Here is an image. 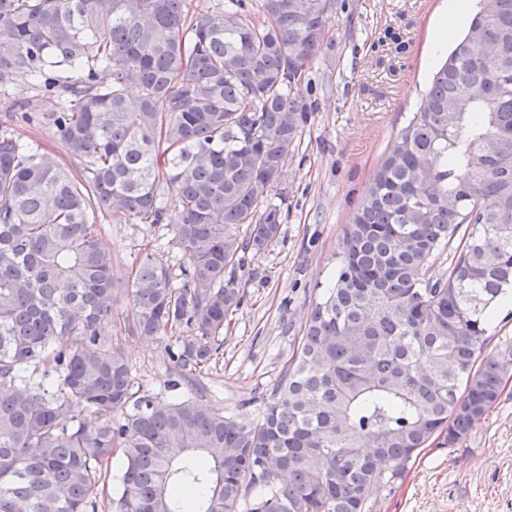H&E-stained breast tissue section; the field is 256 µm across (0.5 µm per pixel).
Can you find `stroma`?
<instances>
[{
  "label": "stroma",
  "instance_id": "1",
  "mask_svg": "<svg viewBox=\"0 0 512 512\" xmlns=\"http://www.w3.org/2000/svg\"><path fill=\"white\" fill-rule=\"evenodd\" d=\"M302 84L316 104L295 157L270 200L281 209L279 236L245 255L233 278L242 301L224 331L219 357L204 382L202 405L236 420L256 421L283 363L291 356L312 307L336 275L346 224L399 130L416 112L433 72L432 30L447 0H339ZM50 111L42 86L25 79L0 86V130L71 164L59 136L34 122L20 124L18 107ZM165 221L157 227L100 216L101 242L127 279L151 244L169 262L184 261L173 239L178 202L164 192ZM132 304L121 299L104 323L139 384L164 393V341L129 335ZM371 512H512V380L499 404L455 448H427L399 488L374 487Z\"/></svg>",
  "mask_w": 512,
  "mask_h": 512
}]
</instances>
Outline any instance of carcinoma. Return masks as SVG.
<instances>
[{"mask_svg":"<svg viewBox=\"0 0 512 512\" xmlns=\"http://www.w3.org/2000/svg\"><path fill=\"white\" fill-rule=\"evenodd\" d=\"M336 7L262 0L259 17L224 0L190 19L184 0H0V85L58 94L17 116L75 160L0 133V512H97L116 456L113 512H368L372 488L457 447L499 403L512 349L481 356L512 298V0H479L433 73L254 423L134 386L101 339L119 288L96 215L155 227L167 188L187 263L175 274L145 244L129 330L175 336L167 389L201 393L241 302L224 274L279 234L265 199L314 112L299 81Z\"/></svg>","mask_w":512,"mask_h":512,"instance_id":"obj_1","label":"carcinoma"}]
</instances>
